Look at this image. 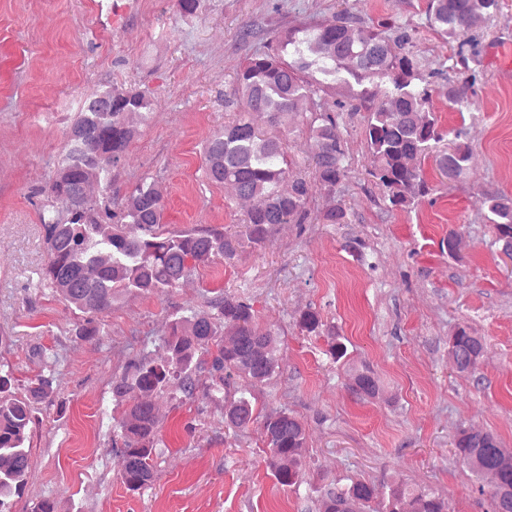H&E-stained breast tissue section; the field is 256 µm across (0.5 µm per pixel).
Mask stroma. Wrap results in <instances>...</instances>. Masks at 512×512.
<instances>
[{
  "label": "stroma",
  "mask_w": 512,
  "mask_h": 512,
  "mask_svg": "<svg viewBox=\"0 0 512 512\" xmlns=\"http://www.w3.org/2000/svg\"><path fill=\"white\" fill-rule=\"evenodd\" d=\"M425 6L358 0L356 8L366 18L420 25L416 51L428 67L449 49L425 28ZM340 8L341 0H204L201 13L184 20L172 0H0V327L11 334L0 364L25 385L41 370L34 347L61 357L58 390L41 405L31 474L15 512H33L46 497L58 498L63 512H316L306 492L280 488L268 475L260 423L229 433L201 393L184 403L157 399L163 447L150 489L130 493L116 475L113 375L132 352L155 351L171 314L202 303L213 288L246 291L260 323L280 331L282 369L257 390V406H282L304 421L312 470L378 485L398 477L437 489L451 512H490L452 439L459 429L480 428L512 448V262L491 247L482 219L486 193H512V0L478 27L474 111L457 112L444 83L434 87L440 124L467 130L471 159L453 184L425 162L432 202L411 212L382 209L366 175L362 116L347 114L350 223L277 226L262 251L235 267L215 264L173 292L116 302L97 342L72 336L73 314L37 287L45 261L40 191L86 93L114 83L154 101L114 192L156 176L166 188L169 227L243 231L249 202L226 204L223 185L207 182L202 170L206 137L232 116L224 93L268 32ZM246 23L255 35L244 41L238 33ZM452 229L463 234L454 258L440 248ZM310 308L350 339L356 365L375 373V400L352 397L324 340L298 333L294 322ZM459 325L485 344L473 378L448 357V336ZM188 422L193 432L184 431Z\"/></svg>",
  "instance_id": "35a3bbf8"
}]
</instances>
